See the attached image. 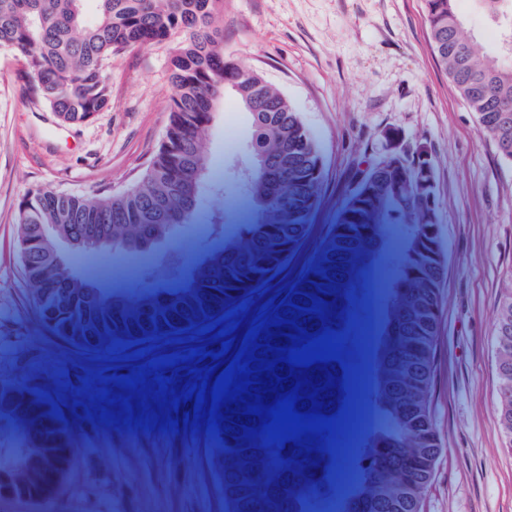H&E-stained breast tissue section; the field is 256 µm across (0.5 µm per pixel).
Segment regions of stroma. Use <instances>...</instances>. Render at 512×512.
Returning <instances> with one entry per match:
<instances>
[{"instance_id":"1","label":"stroma","mask_w":512,"mask_h":512,"mask_svg":"<svg viewBox=\"0 0 512 512\" xmlns=\"http://www.w3.org/2000/svg\"><path fill=\"white\" fill-rule=\"evenodd\" d=\"M226 57L260 69L280 88L312 133L323 162L320 203L309 232L274 277L192 328L109 349L72 347L39 322L16 246L19 204L27 190L111 194L135 184L165 138L175 94L169 50L145 46L113 57L110 107L86 124L60 123L32 100L20 55L0 50V380L19 382L51 399L72 427L76 460L51 508L1 497L0 512H224L211 466L205 423L186 422L193 403L182 396L198 370L223 371L252 321L275 309L301 279L331 233L355 187L357 168L382 160L388 128L425 140L434 161L440 236L447 274L442 285L431 412L444 451L421 512H512V450L497 429L498 375L493 358L497 310L512 280V167L502 163L473 112L437 65L424 0H224ZM250 140V118L233 95L202 141L211 190L194 223L181 228L176 250L215 241L213 211L226 228L242 223L246 199L237 171ZM395 263L387 255L369 276L344 353L353 372V405L364 427L378 418L369 400L371 346L387 302ZM79 272L103 287L140 288L182 275L167 249L113 253ZM230 330V345L212 335ZM209 358L193 363L192 349ZM176 365L154 368L157 358ZM148 367L144 388L120 379ZM172 382L180 406H159L158 378ZM110 394L113 405L97 397ZM145 402L148 414L176 419L173 430L124 422L121 398ZM112 422H102V411Z\"/></svg>"}]
</instances>
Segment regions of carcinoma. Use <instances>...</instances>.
Segmentation results:
<instances>
[{
  "mask_svg": "<svg viewBox=\"0 0 512 512\" xmlns=\"http://www.w3.org/2000/svg\"><path fill=\"white\" fill-rule=\"evenodd\" d=\"M84 2L0 0V47L24 57L34 94L62 123L85 124L91 110L109 106L107 70L121 52L169 47L177 88L165 140L133 187L107 197L37 188L20 202L26 215L18 220L17 248L40 322L69 345L98 350L193 328L267 283L308 233L323 165L300 113L262 72L246 68L231 90L252 122L241 184L249 201L246 221L228 233L223 214H212L217 244L172 283L131 293L75 273L76 256L151 251L194 222L208 171L200 144L224 102V70L236 65L224 56V26L218 24L224 0H95L91 22ZM455 2L425 0L433 55L499 159L512 165V0H479L497 30L493 54L466 36ZM417 149L407 142L397 155L357 172L332 233L267 319L271 326L249 343L254 370L261 359L280 360L268 347L291 348L290 336L300 335V328L312 335L328 327V334L343 335L370 270L390 249L391 225H402L370 394L379 425L361 439L353 472L341 483L331 439L270 443L260 433L262 418L245 414V404L227 402L212 435L225 512H319L321 504L330 512H420L443 451L430 398L445 260L438 206L428 208L419 186ZM316 304L319 313L310 311ZM277 321L282 326H273ZM494 352L498 430L512 448V287L498 307ZM342 366L334 360L294 369L283 363L272 378H286L284 389L264 373V383L253 378L251 387L272 406L299 382L300 396L318 392L296 404L299 411L312 412L316 401L330 416L351 398ZM76 452L72 429L50 401L21 383L0 382V497L8 491L51 503Z\"/></svg>",
  "mask_w": 512,
  "mask_h": 512,
  "instance_id": "obj_1",
  "label": "carcinoma"
}]
</instances>
